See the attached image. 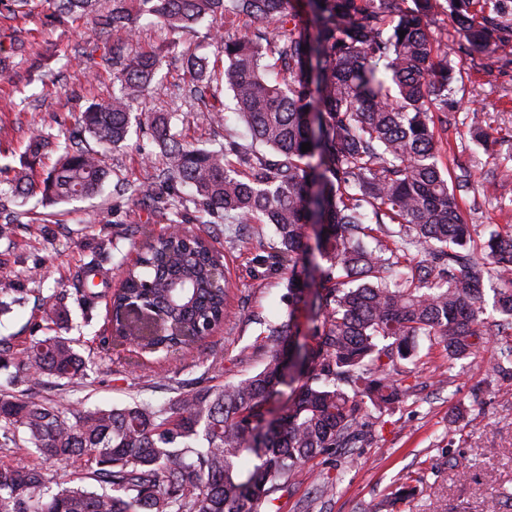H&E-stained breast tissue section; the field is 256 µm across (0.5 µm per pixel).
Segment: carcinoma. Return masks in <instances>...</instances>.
I'll return each instance as SVG.
<instances>
[{
  "label": "carcinoma",
  "instance_id": "carcinoma-1",
  "mask_svg": "<svg viewBox=\"0 0 512 512\" xmlns=\"http://www.w3.org/2000/svg\"><path fill=\"white\" fill-rule=\"evenodd\" d=\"M52 0L58 19L94 18L101 65L119 84L82 112L64 142L40 130L26 152L57 159L41 179L15 171V194L40 192L49 204L89 198L110 177L105 153L140 123L134 105L149 93L160 66L155 53H112V36L133 43L137 21L154 16L171 30L215 20L226 8L275 20L264 45L253 33L224 42V61L186 51L189 94L204 101L223 84L250 133L230 132L224 147L197 148L177 138L170 112L146 116L163 159L155 180L191 192L173 202L186 221L232 218L270 224L272 264L288 269V315L263 323L267 352L259 372L162 403L75 406L38 400L42 387L86 374L71 339L46 336L17 351L0 339V512H255L296 483L302 466L363 438L368 409L383 414L411 386L400 366L421 338L437 339L459 360L485 336L504 339L494 370L512 365V290L500 293V320L483 322L485 276L512 272V231L493 230L476 248L459 198L473 188L470 170L450 172L434 113L455 106L464 87L435 49L425 21L451 18L467 45L512 53V0ZM404 37H399L400 32ZM472 137L491 135L481 114L469 116ZM94 141L97 148L88 145ZM311 149L302 151V144ZM316 228L314 261L305 242ZM376 245L371 247L367 240ZM141 262L125 270L123 288L101 290L98 264L83 268L74 295L92 310L109 297L106 330L141 348H189L224 321L229 280L206 238L178 232L145 240ZM130 298L156 306L162 330L142 333L124 320ZM316 310L312 338L299 344L294 312ZM14 371H9V368ZM288 385L286 413L268 421L272 399ZM85 462L79 483L53 489L36 465L18 455Z\"/></svg>",
  "mask_w": 512,
  "mask_h": 512
}]
</instances>
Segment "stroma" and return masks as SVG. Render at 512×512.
<instances>
[{
	"instance_id": "stroma-1",
	"label": "stroma",
	"mask_w": 512,
	"mask_h": 512,
	"mask_svg": "<svg viewBox=\"0 0 512 512\" xmlns=\"http://www.w3.org/2000/svg\"><path fill=\"white\" fill-rule=\"evenodd\" d=\"M24 10V20L0 18V49L8 53L7 67L0 71V168L18 167L33 130L65 139L81 112L113 90L110 74H89L88 56L99 41L92 19L53 21L50 0H27ZM432 26L447 29L443 47L465 80L458 111L438 126L450 144L445 162L471 171L474 190L462 201V213L473 237L484 239L490 231L512 227V180L498 174L503 153L512 150V56L457 52L460 36L451 19L437 16ZM257 29L276 32L266 18L232 12L182 32L140 18L136 49L162 52L164 60L139 110L175 113L176 130L197 147L223 142L225 130L214 128L205 106L184 91L181 54L189 48L214 58L225 39ZM17 38L26 50L10 53ZM472 112L485 115L499 140L496 153L472 140L467 121ZM105 164L130 182L152 183L159 156L149 131L109 152ZM0 204L20 215L13 234L0 239V285L11 284L14 298L0 314V337L19 349L46 336L40 300L73 290L85 263H100L109 288L118 289L122 264L135 259L142 243L130 227L146 224L157 235L170 227L168 213L156 209L151 198L117 195L109 183L95 197L54 206L37 195L22 200L7 191L0 193ZM213 231V249L231 284L229 314L203 341L199 357L160 353L130 365L131 351L104 341V305L85 314L68 297V316L58 330L77 339L92 369L87 378L50 387L46 397L107 408L134 397L165 401L260 370L266 352L257 342L258 320L282 312L287 291V271L261 263L274 230L228 220ZM499 348V338L489 336L473 354L452 363L442 345L421 341L417 366L406 376L414 393L389 414L369 415L364 442L312 459L277 505L262 506L261 512H507L502 499L512 493V376L493 370ZM442 369L448 382L440 386ZM320 480L333 485L321 497L316 494ZM403 483L413 487V496L393 500L391 491Z\"/></svg>"
}]
</instances>
